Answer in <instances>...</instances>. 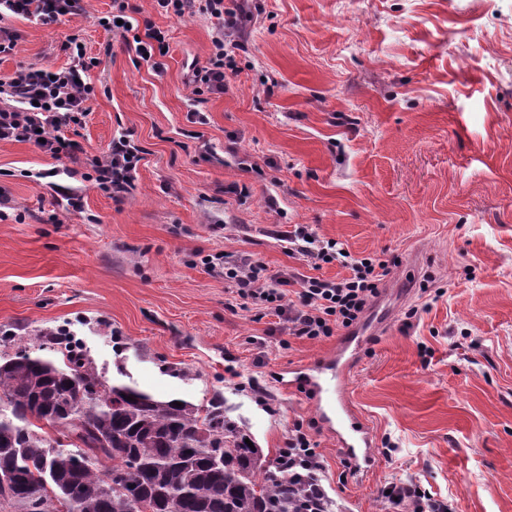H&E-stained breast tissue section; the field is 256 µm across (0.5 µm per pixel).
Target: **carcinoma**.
Masks as SVG:
<instances>
[{
  "instance_id": "obj_1",
  "label": "carcinoma",
  "mask_w": 512,
  "mask_h": 512,
  "mask_svg": "<svg viewBox=\"0 0 512 512\" xmlns=\"http://www.w3.org/2000/svg\"><path fill=\"white\" fill-rule=\"evenodd\" d=\"M0 362V509L22 512H300L297 484L224 416V405L159 400L102 375L64 345ZM98 387L97 402L79 397ZM69 441L50 451L55 435Z\"/></svg>"
}]
</instances>
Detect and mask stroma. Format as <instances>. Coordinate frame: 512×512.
Segmentation results:
<instances>
[{
	"label": "stroma",
	"instance_id": "35a3bbf8",
	"mask_svg": "<svg viewBox=\"0 0 512 512\" xmlns=\"http://www.w3.org/2000/svg\"><path fill=\"white\" fill-rule=\"evenodd\" d=\"M112 2L82 0L50 26L6 21L18 40L0 79L69 66L72 38L97 64L82 127L60 130L75 158L0 141V333H65L110 382L162 400L221 397L272 460L303 427L336 512H402L384 490L409 479L455 512H512V0H255L203 125L187 119L186 64L208 61L210 20L129 0L167 33L155 68L98 25ZM126 134L142 161L118 202L84 175ZM300 225L399 260L359 327L367 474L345 473L310 392L281 383L338 336L288 338L200 262L349 276L288 256L280 237Z\"/></svg>",
	"mask_w": 512,
	"mask_h": 512
}]
</instances>
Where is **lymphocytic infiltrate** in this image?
I'll return each mask as SVG.
<instances>
[{"instance_id":"f902f5d3","label":"lymphocytic infiltrate","mask_w":512,"mask_h":512,"mask_svg":"<svg viewBox=\"0 0 512 512\" xmlns=\"http://www.w3.org/2000/svg\"><path fill=\"white\" fill-rule=\"evenodd\" d=\"M79 0H0V54L13 51L17 35L4 27L12 17L36 18L49 25L73 14ZM162 11L177 17L200 14L209 17L215 36L213 52L206 65L193 69V93L221 94L225 78L234 70V52L228 40L238 31L240 18L235 10L225 7L224 0H156ZM127 0H119L114 15L106 19V28H122L132 34L138 55L157 56L168 43L166 34L150 20L134 24L129 16ZM68 49L72 62L68 67L53 70L27 66L0 80V94H8L12 107H0V141L40 143L43 152L52 158L73 157L81 145L59 135L61 125H81L93 88L82 77L89 67L86 50L77 40H70ZM141 161L138 146L129 137L114 140L107 155L93 162L94 180L98 188L112 198L126 193L134 181ZM288 252L303 257L314 266L339 264L350 269L349 277L324 279L295 271L273 276L266 266L250 256L233 258L227 255L202 257V264L212 273L232 284L243 305L273 311L282 322V330L296 339L320 340L335 332L351 328L365 317L380 296L392 263L377 257L355 258L342 251L337 242L311 238L300 228L288 236ZM298 286L296 297H289L288 287ZM289 476L305 483L310 496L303 512H331L332 502L322 485L324 465L303 431H296L281 456Z\"/></svg>"}]
</instances>
